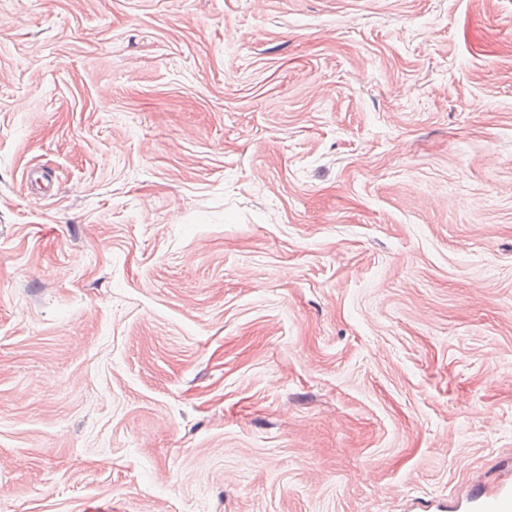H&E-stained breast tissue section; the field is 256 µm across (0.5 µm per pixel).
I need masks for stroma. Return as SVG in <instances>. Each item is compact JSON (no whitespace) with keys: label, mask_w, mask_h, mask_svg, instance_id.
<instances>
[{"label":"stroma","mask_w":512,"mask_h":512,"mask_svg":"<svg viewBox=\"0 0 512 512\" xmlns=\"http://www.w3.org/2000/svg\"><path fill=\"white\" fill-rule=\"evenodd\" d=\"M503 486L512 0H0V512Z\"/></svg>","instance_id":"obj_1"}]
</instances>
